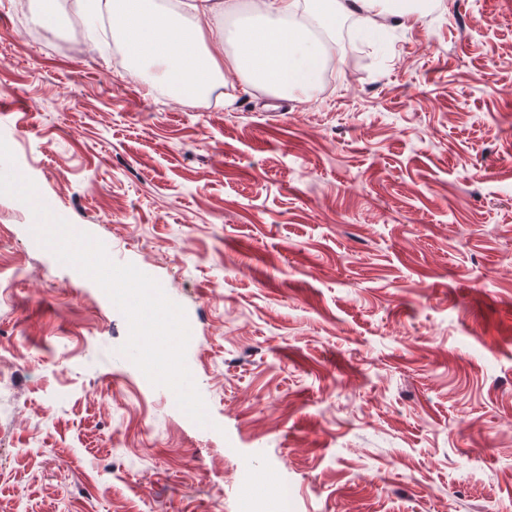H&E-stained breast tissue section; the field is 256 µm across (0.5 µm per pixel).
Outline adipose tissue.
I'll return each instance as SVG.
<instances>
[{
    "label": "adipose tissue",
    "mask_w": 512,
    "mask_h": 512,
    "mask_svg": "<svg viewBox=\"0 0 512 512\" xmlns=\"http://www.w3.org/2000/svg\"><path fill=\"white\" fill-rule=\"evenodd\" d=\"M431 0H250L253 16L224 51V20L236 0H175L170 8L147 0H85V12L108 18L132 63L154 68L156 85L192 101L223 84L225 72L246 75L280 98L296 99L322 84L339 16L362 19L365 41L377 42L388 21H408Z\"/></svg>",
    "instance_id": "obj_1"
}]
</instances>
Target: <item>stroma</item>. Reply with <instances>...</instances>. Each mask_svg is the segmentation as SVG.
<instances>
[{"label":"stroma","mask_w":512,"mask_h":512,"mask_svg":"<svg viewBox=\"0 0 512 512\" xmlns=\"http://www.w3.org/2000/svg\"><path fill=\"white\" fill-rule=\"evenodd\" d=\"M80 16L0 0V138L183 307L212 424L0 195V512H269L247 466L288 512H512V0H434L381 54L344 17L302 102L177 101Z\"/></svg>","instance_id":"obj_1"}]
</instances>
